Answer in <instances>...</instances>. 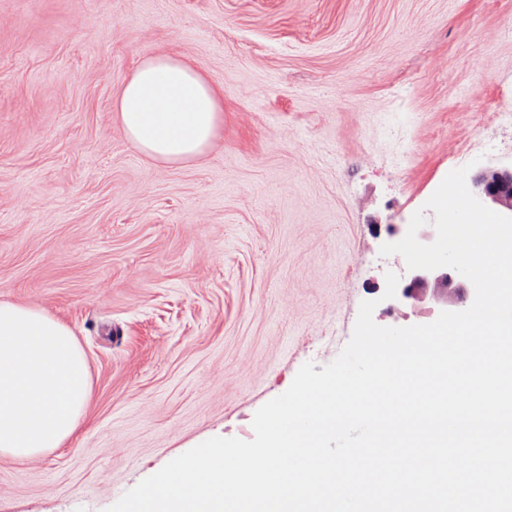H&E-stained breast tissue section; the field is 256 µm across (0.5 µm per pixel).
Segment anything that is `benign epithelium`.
Segmentation results:
<instances>
[{
    "mask_svg": "<svg viewBox=\"0 0 512 512\" xmlns=\"http://www.w3.org/2000/svg\"><path fill=\"white\" fill-rule=\"evenodd\" d=\"M472 186L475 197L486 207L512 217V167L482 170L473 177ZM457 278L456 270L449 267L412 270L398 282L395 298L385 300L386 312L406 319L457 312L471 297V291Z\"/></svg>",
    "mask_w": 512,
    "mask_h": 512,
    "instance_id": "benign-epithelium-1",
    "label": "benign epithelium"
}]
</instances>
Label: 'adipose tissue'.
I'll return each mask as SVG.
<instances>
[{"instance_id":"ef3b65f1","label":"adipose tissue","mask_w":512,"mask_h":512,"mask_svg":"<svg viewBox=\"0 0 512 512\" xmlns=\"http://www.w3.org/2000/svg\"><path fill=\"white\" fill-rule=\"evenodd\" d=\"M128 141L169 166L201 157L224 125L220 90L189 60L143 58L113 104ZM90 376L73 331L46 311L0 302V458L31 462L62 447L89 406Z\"/></svg>"}]
</instances>
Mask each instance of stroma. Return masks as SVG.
<instances>
[{
  "mask_svg": "<svg viewBox=\"0 0 512 512\" xmlns=\"http://www.w3.org/2000/svg\"><path fill=\"white\" fill-rule=\"evenodd\" d=\"M155 53L198 64L224 127L181 166L114 118ZM512 105V0H0V301L78 337L87 418L0 458V512H107L212 437L252 439L298 369L333 361L409 224Z\"/></svg>",
  "mask_w": 512,
  "mask_h": 512,
  "instance_id": "1",
  "label": "stroma"
}]
</instances>
